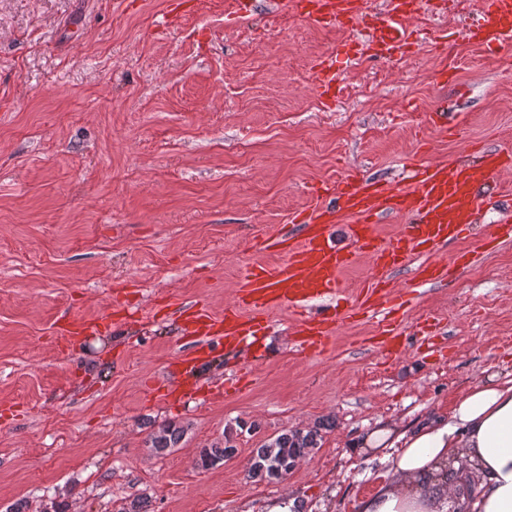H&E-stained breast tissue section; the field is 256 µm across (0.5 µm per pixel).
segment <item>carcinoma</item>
Returning <instances> with one entry per match:
<instances>
[{
	"label": "carcinoma",
	"instance_id": "1",
	"mask_svg": "<svg viewBox=\"0 0 512 512\" xmlns=\"http://www.w3.org/2000/svg\"><path fill=\"white\" fill-rule=\"evenodd\" d=\"M184 434L183 426L168 422L150 433L147 443L155 453L163 455L177 447ZM319 437L316 430H287L266 440L254 450L250 468L254 474L265 479L279 480L288 474L300 458L317 447ZM234 454L235 448L229 442L216 443L200 450L198 465L203 469L219 467Z\"/></svg>",
	"mask_w": 512,
	"mask_h": 512
}]
</instances>
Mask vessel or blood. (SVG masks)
<instances>
[{
	"label": "vessel or blood",
	"instance_id": "obj_1",
	"mask_svg": "<svg viewBox=\"0 0 512 512\" xmlns=\"http://www.w3.org/2000/svg\"><path fill=\"white\" fill-rule=\"evenodd\" d=\"M419 6V0H390L388 10L372 12L364 0H275L277 11L300 15L315 25L364 27L367 43L380 53L410 47L412 35L405 22ZM467 38L491 56L511 46L512 0H479V18ZM345 53L339 46L320 61V96L333 94L332 70ZM511 168V150H488L474 142L467 156L454 163L410 165L407 184L398 188L367 181L355 172L315 188L316 196H333L334 207L293 215L292 223L302 225L304 234L285 247L284 259L274 264L254 262L242 270L238 296L224 308L225 344L233 346L257 336L271 311L287 306L297 316L299 354H326L339 325L365 314L381 325L376 352L387 360L398 359L403 347L395 313L403 304V295L393 291L389 270L412 256L430 254L439 243L464 237L489 203L499 175ZM338 214L352 220L344 245L334 239L331 219ZM397 214L407 215V224L401 225L387 245H378L375 229L380 219ZM363 254L372 269L367 287L350 307L337 305L342 272ZM470 264L465 252L445 265L425 262L416 266L414 279L420 285L440 283L447 280L450 270L460 271ZM315 300L327 301V309L314 312L311 303Z\"/></svg>",
	"mask_w": 512,
	"mask_h": 512
}]
</instances>
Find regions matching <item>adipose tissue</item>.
Listing matches in <instances>:
<instances>
[{"label":"adipose tissue","instance_id":"adipose-tissue-1","mask_svg":"<svg viewBox=\"0 0 512 512\" xmlns=\"http://www.w3.org/2000/svg\"><path fill=\"white\" fill-rule=\"evenodd\" d=\"M349 455L387 469L351 512H512V372L485 369L449 412L378 423L347 441ZM467 467L473 494L448 469Z\"/></svg>","mask_w":512,"mask_h":512}]
</instances>
